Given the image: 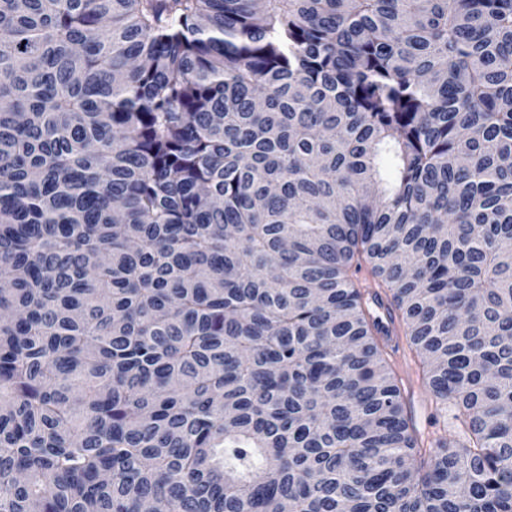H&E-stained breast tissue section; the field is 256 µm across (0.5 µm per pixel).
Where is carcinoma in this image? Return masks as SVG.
I'll return each mask as SVG.
<instances>
[{"label":"carcinoma","instance_id":"obj_1","mask_svg":"<svg viewBox=\"0 0 512 512\" xmlns=\"http://www.w3.org/2000/svg\"><path fill=\"white\" fill-rule=\"evenodd\" d=\"M510 237L512 0H0V512H512ZM401 330L402 340L406 346L407 351L412 353L415 364V370L419 373L422 382V391L420 399L414 400L410 398L411 401H409L417 429L421 433H424V435H426L427 433L433 435L443 434L447 436L448 440H451L453 443H461L465 441V438H463V436L460 435L459 433L457 422L454 418V415L456 413L455 409L451 406H448V417H444L440 413H436L434 408L429 405L425 395L422 365L414 351L410 349L407 339L403 335L404 333L402 326Z\"/></svg>","mask_w":512,"mask_h":512}]
</instances>
